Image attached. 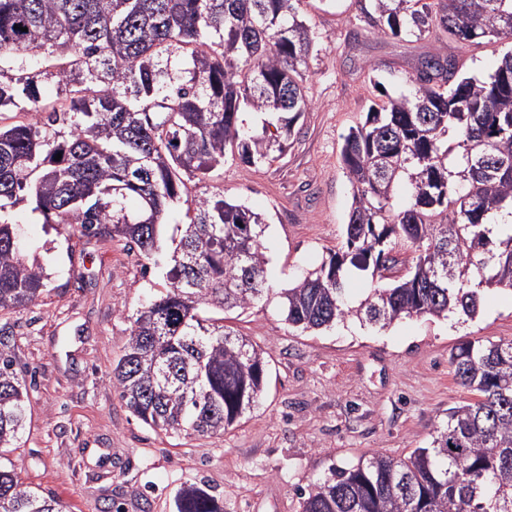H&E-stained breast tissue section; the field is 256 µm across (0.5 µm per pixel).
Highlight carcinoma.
Masks as SVG:
<instances>
[{
	"label": "carcinoma",
	"instance_id": "1",
	"mask_svg": "<svg viewBox=\"0 0 512 512\" xmlns=\"http://www.w3.org/2000/svg\"><path fill=\"white\" fill-rule=\"evenodd\" d=\"M302 0H0V310L46 291L7 215L21 201L78 237L126 241L147 260L170 207L192 179L230 155L258 167L286 151L309 109L301 65L315 47ZM394 37L443 32L462 46L512 39V0H370ZM28 31H23V28ZM62 87L42 97L33 64ZM414 92L386 95L343 138L353 196L344 242L282 289L284 321L302 332L356 318L387 328L406 318L472 319L481 289L512 291V51L484 80L453 55L421 58ZM262 115L245 130L243 108ZM62 154L55 160L56 154ZM408 188L400 209L392 201ZM176 227L168 285L133 321L112 385L153 430L218 434L261 396L264 351L224 325L268 291L263 219L218 192L194 200ZM410 252L401 275L393 274ZM366 297H345L350 268ZM475 401L448 408L427 447L380 453L300 492L299 512H512V341L466 343L449 357ZM25 379L0 336V512H67L52 492L2 463L28 418ZM174 512H224L185 484Z\"/></svg>",
	"mask_w": 512,
	"mask_h": 512
}]
</instances>
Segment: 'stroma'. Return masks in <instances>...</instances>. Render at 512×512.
<instances>
[{
    "instance_id": "1",
    "label": "stroma",
    "mask_w": 512,
    "mask_h": 512,
    "mask_svg": "<svg viewBox=\"0 0 512 512\" xmlns=\"http://www.w3.org/2000/svg\"><path fill=\"white\" fill-rule=\"evenodd\" d=\"M317 36L306 70L311 108L285 154L261 166L225 159L188 200L224 192L268 227V291L228 326L267 353L265 389L223 434L154 432L112 385L131 318L166 284L164 253L147 260L125 241L69 235L28 204L11 213L28 257L44 265L47 290L0 310L16 369L32 381L31 415L10 455L27 485L50 491L71 512H174L185 483H204L224 512H298L301 489L374 452L403 458L428 446L449 407L469 399L449 356L468 341L512 340V291L487 288L476 318L403 319L380 330L357 319L318 332L284 322L279 293L340 248L352 203L343 137L383 94H411L420 58L457 57L463 73H492L512 40L466 48L431 37L378 31L358 0H302Z\"/></svg>"
}]
</instances>
